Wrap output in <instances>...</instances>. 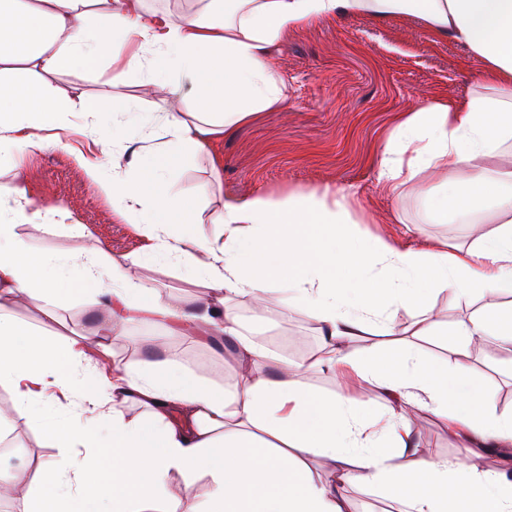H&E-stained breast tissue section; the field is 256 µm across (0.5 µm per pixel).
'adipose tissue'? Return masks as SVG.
Here are the masks:
<instances>
[{"label":"adipose tissue","instance_id":"1","mask_svg":"<svg viewBox=\"0 0 512 512\" xmlns=\"http://www.w3.org/2000/svg\"><path fill=\"white\" fill-rule=\"evenodd\" d=\"M332 16L413 18L480 61L482 81L465 98L424 99L400 113L377 166L379 183L398 197L417 196L436 223L490 215L492 228L474 245L413 248L362 233L368 218L353 191L328 188L294 191L281 202L262 194L224 200L223 235L197 233L195 210L171 189L172 161L206 155L210 183L222 187L220 141L286 99L271 46L290 29ZM104 55L121 71L145 72L151 84L175 75L188 88L183 110L156 104L169 133L164 147L149 133L124 138L116 120L111 157L81 164L117 213L141 224L146 256L189 269L191 284L204 291L193 306L162 300L135 262L102 243L78 263L16 231L35 224L54 232L24 204L21 159L61 143L69 133L64 113L84 107L60 97L50 78ZM18 64L37 82L8 80ZM510 142L512 0H207L174 18L147 13L144 0H0V167L17 174L0 193V383L50 377L79 408L51 433L68 456L14 474L30 486L25 512H162L174 472L210 482L207 501L186 498L183 512H347L353 486L381 491L399 512H512V414L492 411L465 359L488 339L512 350V305L500 302L512 296V159L501 158ZM71 281L95 297L104 321L64 348L5 310L17 298L56 301ZM429 286L488 300L454 326L449 364L425 361L415 343L435 325L422 302ZM278 288L319 326L324 352L314 368L376 392L379 413L364 417L343 395L307 389L304 367L275 360L249 337L235 303L262 304ZM399 309L413 320L393 364L371 348L349 350L374 330L395 334ZM141 314L170 336L216 329L233 337L245 382L231 392L212 389L171 357L107 366V336ZM130 405L148 409L151 425L128 422ZM421 411L464 438L474 459L499 449L503 470L420 453L413 439ZM91 441L106 457L75 454ZM312 458L326 463L328 480L314 476Z\"/></svg>","mask_w":512,"mask_h":512}]
</instances>
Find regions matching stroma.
I'll use <instances>...</instances> for the list:
<instances>
[{
	"instance_id": "1",
	"label": "stroma",
	"mask_w": 512,
	"mask_h": 512,
	"mask_svg": "<svg viewBox=\"0 0 512 512\" xmlns=\"http://www.w3.org/2000/svg\"><path fill=\"white\" fill-rule=\"evenodd\" d=\"M287 86V99L275 112L225 136L224 185L221 195H209V167L205 158L179 161L171 170L176 191L188 201L209 195V204L197 214L200 230L212 237L222 232L217 222L222 197L264 194L282 201L295 190L345 188L357 192L372 211L376 224L370 232L421 248L434 240L469 247L485 232L482 224H431L418 200H397L376 179L378 156L393 130L397 116L417 100H455L469 94L481 70L479 61L457 44L434 38L416 21L366 16L325 19L293 29L270 49ZM137 72L114 78L107 59L100 58L77 71L53 77L60 90L79 91L86 112H69L65 118L77 133L69 145H58L24 157L22 167L34 209L53 211L58 225L44 235L32 226H20L21 236L43 250L85 260L90 240L103 242L116 256L141 257L143 239L134 224L116 214L112 199L84 171L76 155L85 140L78 130L87 111L101 110L111 97L129 96L133 106L120 120L129 135L150 124L155 144L167 135L162 122L153 121L152 96L145 93ZM81 225L74 233L72 225ZM164 298L192 302L197 290L186 268L163 259L144 261L139 269ZM240 319L253 338L283 359L303 364L318 355L323 338L315 322L288 309L286 298L273 294L265 308L237 304ZM16 320L52 342L89 332L97 322V306L79 289L68 290L61 300L14 303L8 307ZM151 323L139 321L106 339L108 357L117 365L145 366ZM171 351L181 367L202 370L204 380L216 388L233 389L241 370L231 341L222 346L196 338L171 337ZM478 381L493 396L497 414H512V351L489 341L467 358ZM12 388L0 393V478L19 466L36 468L60 456L49 441V427L71 420L73 410L62 391L43 401L39 421L21 418L15 410ZM418 446L427 454L456 462L468 461L466 442L450 434L433 415L419 416Z\"/></svg>"
}]
</instances>
